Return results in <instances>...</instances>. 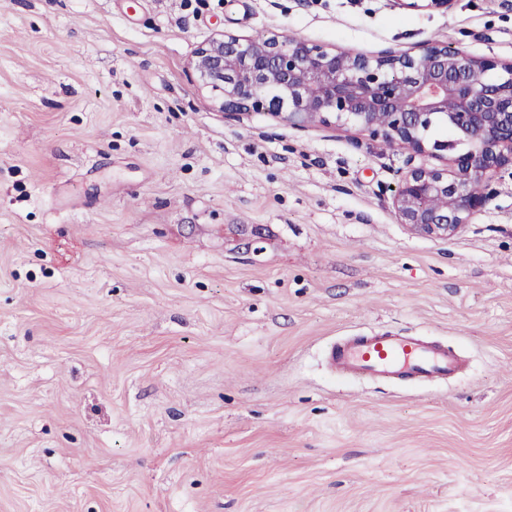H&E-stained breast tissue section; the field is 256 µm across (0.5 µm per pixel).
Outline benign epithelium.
<instances>
[{
  "instance_id": "benign-epithelium-1",
  "label": "benign epithelium",
  "mask_w": 512,
  "mask_h": 512,
  "mask_svg": "<svg viewBox=\"0 0 512 512\" xmlns=\"http://www.w3.org/2000/svg\"><path fill=\"white\" fill-rule=\"evenodd\" d=\"M413 11L454 0H397ZM191 68L228 114L265 112L295 129L351 126L409 157L445 161L412 167L393 197L402 224L449 239L474 223L512 168V62L476 59L445 42L420 54L367 57L282 33L261 40L216 33Z\"/></svg>"
}]
</instances>
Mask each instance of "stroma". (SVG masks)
Wrapping results in <instances>:
<instances>
[{"instance_id": "stroma-1", "label": "stroma", "mask_w": 512, "mask_h": 512, "mask_svg": "<svg viewBox=\"0 0 512 512\" xmlns=\"http://www.w3.org/2000/svg\"><path fill=\"white\" fill-rule=\"evenodd\" d=\"M219 31L512 62V0H0V512H512V176L422 235L403 150L218 108ZM370 331L466 369L332 372Z\"/></svg>"}]
</instances>
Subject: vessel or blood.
<instances>
[{
  "label": "vessel or blood",
  "instance_id": "1",
  "mask_svg": "<svg viewBox=\"0 0 512 512\" xmlns=\"http://www.w3.org/2000/svg\"><path fill=\"white\" fill-rule=\"evenodd\" d=\"M329 361L337 374L380 380L441 381L465 368L463 359L447 347L389 332L348 337L333 347Z\"/></svg>",
  "mask_w": 512,
  "mask_h": 512
}]
</instances>
